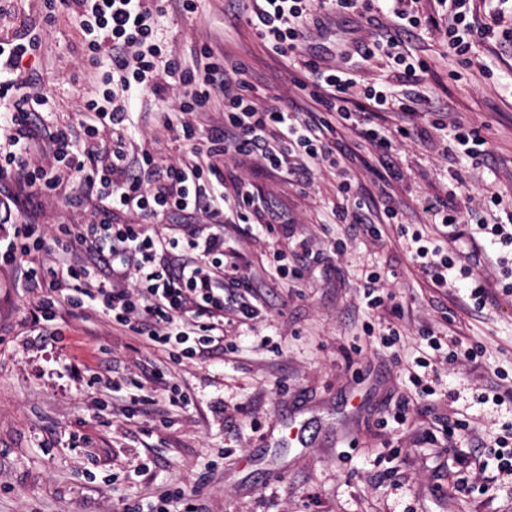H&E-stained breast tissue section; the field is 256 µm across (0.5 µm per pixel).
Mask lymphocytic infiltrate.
I'll return each mask as SVG.
<instances>
[{
    "instance_id": "obj_1",
    "label": "lymphocytic infiltrate",
    "mask_w": 512,
    "mask_h": 512,
    "mask_svg": "<svg viewBox=\"0 0 512 512\" xmlns=\"http://www.w3.org/2000/svg\"><path fill=\"white\" fill-rule=\"evenodd\" d=\"M448 14L444 30L446 56L463 67H473L469 52L477 40L494 35L491 24L477 12L474 0H438ZM229 24L247 19L272 53L296 62L303 74L301 90L318 106L314 112H288L259 105L254 86L244 68L228 53L204 48L201 65L189 69L172 57H164L156 39L158 18L164 5L147 9L143 0H46L49 11L76 8L89 59L101 75L103 90L86 101L80 130L69 125L40 132L35 119L49 110L50 100L31 77L17 78L23 59L37 47L34 36L23 33L0 41V100L10 106L0 121L12 132L7 147H0V179L11 171L25 174L26 200L55 190L59 173L32 165L38 137H45L56 163L65 165L83 189L84 198H99L88 224L17 225L12 237L0 245V256L25 262L24 281L35 295V324L50 330L58 317L69 314L87 318L103 314L113 327L137 336L151 349L173 361H204L224 350V314L232 312L242 324L261 315L256 280L245 272L234 252L226 248L224 206L232 204L239 220L249 222L258 212V226L271 228L279 215L259 211V199L249 189L239 190L234 201L224 195V158L238 154L259 160L276 173L311 177L314 169L334 168L343 175L337 187L342 201L332 213L338 223L382 234L370 221L364 202L352 194L348 175L365 150H373L382 167H390L400 139L413 130L398 126L389 136L377 123L389 111L393 95L388 86H358L360 61L376 52L392 57L401 71L404 97L426 103L418 71L425 61H414L405 49L407 35L421 30L422 17L414 10H400L385 23L372 13V0H234ZM348 14L364 20L374 32L369 40L341 51V64L316 55L302 54L300 46L311 25L330 14ZM181 87L178 111L158 115L160 127L189 144V156L177 163L158 164L150 151L132 156L127 150L129 114L115 105V90L160 93L167 85ZM224 100V122L206 129L197 119L215 96ZM111 130L100 138V130ZM205 212L210 223L202 228L181 225L170 232L160 220L171 214ZM122 212L137 213V224H119ZM411 260L430 282L447 287L452 256L419 232H412ZM505 267L512 261L474 249L461 277L468 298L476 308L493 303L495 294L479 275L481 263ZM366 307L383 310L391 317L383 327L382 341L394 345L401 335L398 325L403 308L385 290L380 273L366 276L362 285ZM154 393L132 397L123 408L125 420L135 417V406L164 404L180 409L192 406L191 393L157 373Z\"/></svg>"
}]
</instances>
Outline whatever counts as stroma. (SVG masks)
I'll return each instance as SVG.
<instances>
[{
  "label": "stroma",
  "mask_w": 512,
  "mask_h": 512,
  "mask_svg": "<svg viewBox=\"0 0 512 512\" xmlns=\"http://www.w3.org/2000/svg\"><path fill=\"white\" fill-rule=\"evenodd\" d=\"M225 8V0H199L192 14L167 9L158 30L166 56L192 68L203 46L232 53L257 75L259 104H304L293 63L270 54L247 21L225 29ZM23 30L41 37L25 71L52 103L51 124L78 123L99 85L77 13L51 16L44 0H12L0 13V40ZM367 36L366 24L334 15L311 28L303 50L335 60L341 47ZM410 50L429 66L424 79L434 105L417 108L419 134L399 146L398 179L382 186L374 157L357 168L352 190L368 203L371 220L389 203L420 223L419 199L445 193L451 168L462 175V208L480 209L488 186L512 199V52L495 57L488 44L474 43L471 53L484 57L488 72L455 77L438 30L421 32ZM181 99L173 86L130 97V152L150 150L162 164L185 157L184 142L154 122L158 109L177 110ZM458 121L487 140L486 166L475 170L464 158L444 156L446 129ZM340 180L328 169L302 185L255 160L225 158L226 189L245 184L288 214L273 233H232L229 249L258 272L275 246L304 240L315 259L300 276L260 288L267 313L251 326L225 321L224 340L237 350L221 360L173 362L99 314L64 317L59 341H43L29 319L34 297L18 286L21 266L0 259V512H134L185 485L208 512H512V475L473 442L512 424V292L504 290L512 280L483 265L497 301L482 310L465 289L433 287L395 225L375 239L335 223ZM77 191V182L62 178L33 210L1 193L0 238L30 222L89 223L92 204L70 203ZM339 239L346 248L335 256L330 248ZM372 271L387 274L405 310L390 348L362 334L361 285ZM424 327L478 351L474 363L431 353L428 396L409 381ZM103 361L128 378L124 397L135 395L150 361L189 386L195 405L128 429L119 416L94 418L92 401L105 388L92 383L89 369ZM451 442L471 457L470 468L458 469Z\"/></svg>",
  "instance_id": "1"
}]
</instances>
